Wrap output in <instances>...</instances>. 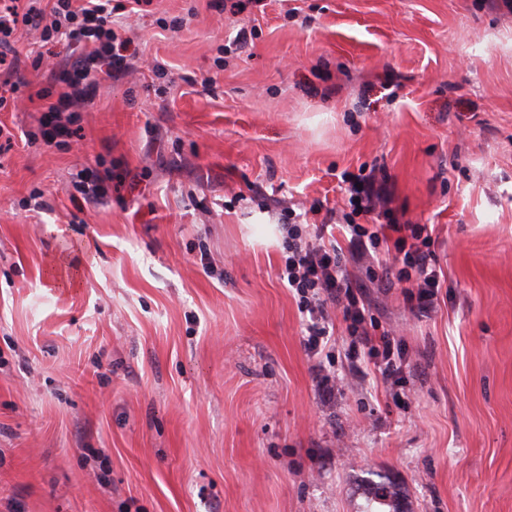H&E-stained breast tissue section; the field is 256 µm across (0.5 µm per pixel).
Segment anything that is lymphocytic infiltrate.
I'll use <instances>...</instances> for the list:
<instances>
[{
  "label": "lymphocytic infiltrate",
  "mask_w": 512,
  "mask_h": 512,
  "mask_svg": "<svg viewBox=\"0 0 512 512\" xmlns=\"http://www.w3.org/2000/svg\"><path fill=\"white\" fill-rule=\"evenodd\" d=\"M112 0H54L50 14L36 7L35 0H0V66L17 73V65L7 62L10 40L24 27L41 30L42 42L66 39L77 49L76 65L69 69L61 92L52 88L41 91L52 111L53 136L70 134L72 112L88 101L98 73H118L124 62L125 44L119 40L112 24ZM386 203L385 189L375 175L352 178L349 204L353 214L367 218ZM350 239L347 248L323 245L327 224L304 227L284 223L280 226L285 252L280 277L286 280L299 299L301 309L313 321L307 328L306 347L319 352L330 333L327 309L341 307L352 338L350 358L366 354L382 379L391 386L404 383L406 353L391 332L379 331L361 291L356 290L344 264L345 257L364 263L365 272L378 287L407 285L411 309L427 311L434 307L445 275L436 253L438 240L428 224H345ZM387 251L396 266L394 274L377 273L380 251Z\"/></svg>",
  "instance_id": "1"
}]
</instances>
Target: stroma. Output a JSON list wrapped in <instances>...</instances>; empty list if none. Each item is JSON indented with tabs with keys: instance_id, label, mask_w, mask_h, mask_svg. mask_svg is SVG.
I'll use <instances>...</instances> for the list:
<instances>
[{
	"instance_id": "obj_1",
	"label": "stroma",
	"mask_w": 512,
	"mask_h": 512,
	"mask_svg": "<svg viewBox=\"0 0 512 512\" xmlns=\"http://www.w3.org/2000/svg\"><path fill=\"white\" fill-rule=\"evenodd\" d=\"M183 18L178 30L167 22ZM127 69L72 135L38 96L68 55L12 47L0 111V512H512V10L491 0H145ZM167 65L166 76L152 71ZM386 166L448 279L410 312L348 263L405 391L322 353L279 277L277 212L342 211ZM99 185L87 200L82 187ZM369 474L358 485L365 501L359 512H411L407 491L399 482L380 472Z\"/></svg>"
}]
</instances>
